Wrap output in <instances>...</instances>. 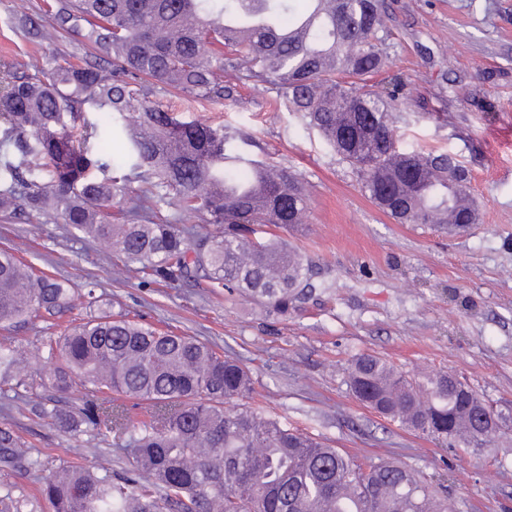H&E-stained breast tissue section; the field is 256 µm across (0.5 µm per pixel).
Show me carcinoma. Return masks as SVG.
I'll use <instances>...</instances> for the list:
<instances>
[{
	"instance_id": "carcinoma-1",
	"label": "carcinoma",
	"mask_w": 512,
	"mask_h": 512,
	"mask_svg": "<svg viewBox=\"0 0 512 512\" xmlns=\"http://www.w3.org/2000/svg\"><path fill=\"white\" fill-rule=\"evenodd\" d=\"M389 22L385 0H305L301 10L293 0H43L12 21L16 31L39 43L75 32L107 66L65 57L3 65L0 210L59 219L153 283L237 290L284 315L312 287L297 249L268 230L305 223L297 175L155 97L173 89L191 101L229 99L226 74L273 84L280 107L301 114L392 218L454 224L476 214L467 168L449 154L399 149L393 126L408 111L399 81L368 84L388 66ZM88 110L99 121L88 122ZM92 139L96 152L85 146ZM192 218L215 230L186 224ZM74 293L70 280L0 249V326L58 318ZM17 354L0 343V372ZM39 356L55 362L58 391L84 390L83 422L120 441L136 473L50 468L1 426L0 466L41 476L52 512H454L404 463L342 454L237 403L253 390L239 361L142 316L119 310L61 326ZM347 383L362 404L450 446L500 430L483 400L448 391L442 372L413 382L361 355ZM41 415L74 425L56 406ZM0 512H21L8 488Z\"/></svg>"
}]
</instances>
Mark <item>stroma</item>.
<instances>
[{
    "label": "stroma",
    "instance_id": "1",
    "mask_svg": "<svg viewBox=\"0 0 512 512\" xmlns=\"http://www.w3.org/2000/svg\"><path fill=\"white\" fill-rule=\"evenodd\" d=\"M386 2L393 25L388 71L411 103L395 130L397 144L461 161L471 174L478 224L452 232L441 224L396 223L300 114L276 111V87L240 84L230 100L189 102L174 90L157 99L183 120L243 135L251 152L297 174L307 222L288 240L308 265L314 290L288 314L236 291L146 282L117 270L104 244L59 222L44 224L34 238L25 217L0 213V247L18 249L77 286L92 285L99 303L75 296L72 317L123 308L176 326L244 364L253 405L288 428L343 454L400 459L446 485L456 512H512V429L481 447L449 448L363 406L345 383L351 360L371 354L409 377L454 373L512 417V0ZM39 4L0 0V62L61 53L81 65L91 61L77 35L48 45L14 33L12 17ZM47 334L38 318L0 328V339L23 354L0 378V387L19 393L0 399V417L51 465L104 463L115 474L130 472L131 459L112 437L63 429L37 412L41 402L75 415L85 405L83 392L52 387L51 365L38 356ZM4 485L23 499V512H50L33 473L0 468Z\"/></svg>",
    "mask_w": 512,
    "mask_h": 512
}]
</instances>
